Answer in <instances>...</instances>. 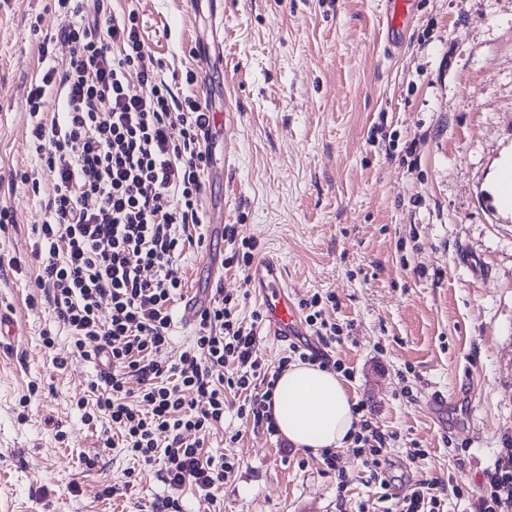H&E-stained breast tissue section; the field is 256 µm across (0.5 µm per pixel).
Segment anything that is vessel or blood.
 Returning <instances> with one entry per match:
<instances>
[{
  "mask_svg": "<svg viewBox=\"0 0 512 512\" xmlns=\"http://www.w3.org/2000/svg\"><path fill=\"white\" fill-rule=\"evenodd\" d=\"M386 41L389 46L400 47L412 19V0H385ZM226 119L214 117L207 127L205 142L221 148L213 171L223 174L232 149L224 133ZM249 284L260 302L267 321L269 335L283 339L305 335L301 314L288 292V278L284 267L274 258L259 259L249 272Z\"/></svg>",
  "mask_w": 512,
  "mask_h": 512,
  "instance_id": "obj_1",
  "label": "vessel or blood"
}]
</instances>
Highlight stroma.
<instances>
[{
  "instance_id": "1",
  "label": "stroma",
  "mask_w": 512,
  "mask_h": 512,
  "mask_svg": "<svg viewBox=\"0 0 512 512\" xmlns=\"http://www.w3.org/2000/svg\"><path fill=\"white\" fill-rule=\"evenodd\" d=\"M84 10H136L140 33L177 98L196 48L223 33L224 65L207 104L231 112L224 221L254 257L273 254L295 301L322 298L343 341L328 351L374 426L389 434L390 491L463 481L443 512H475L502 449L512 448V211L492 190L512 156V0H413L398 50L385 49V0H83ZM71 21L55 0H0V304L18 327L0 357V512H384L366 469L339 485L322 457L266 423L245 422L229 398L205 447L235 458L211 493L174 489L161 463L138 465L117 430L86 420L101 364L74 354L44 292L33 225L44 212L21 173L31 167L29 84L64 71L55 36ZM248 272L224 270L236 314L254 327L267 365L288 355L254 318ZM55 338L42 344L43 333ZM65 366H57L58 358ZM448 396L443 419L426 401ZM424 452L408 463L411 446ZM112 494H105V487Z\"/></svg>"
}]
</instances>
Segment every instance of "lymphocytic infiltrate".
Wrapping results in <instances>:
<instances>
[{
    "label": "lymphocytic infiltrate",
    "instance_id": "f902f5d3",
    "mask_svg": "<svg viewBox=\"0 0 512 512\" xmlns=\"http://www.w3.org/2000/svg\"><path fill=\"white\" fill-rule=\"evenodd\" d=\"M73 20L57 39L71 48L67 70L47 69L32 83L26 104L35 156L33 192L44 193L46 218L35 226V247L44 259L35 279L47 292L58 323L83 357L105 370L93 384L92 408L122 437L138 464L163 462L168 485L210 491L233 472L234 458L204 449L207 432L224 419L226 392L242 394L238 416L269 423L277 372L266 368L253 331L239 323L235 300L223 288L210 291L190 347L180 361L162 358L171 343V303L184 286L178 266L190 230L198 226L202 178L209 158L201 136L208 122L199 102L175 103L139 31L136 11L122 16L82 14L72 0H56ZM148 94L130 89V76ZM56 90L62 110L43 115L47 91ZM50 184H42V173ZM109 318H101L102 302ZM319 296L303 300L305 318L321 348L290 347L291 357L329 365L326 354L340 330L324 316ZM236 360L225 373L226 360ZM356 458L381 489L389 435L361 422ZM478 512H512V448L487 471Z\"/></svg>",
    "mask_w": 512,
    "mask_h": 512
}]
</instances>
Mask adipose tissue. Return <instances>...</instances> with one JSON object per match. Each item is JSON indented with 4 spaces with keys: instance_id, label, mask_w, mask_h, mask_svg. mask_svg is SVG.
Instances as JSON below:
<instances>
[{
    "instance_id": "obj_1",
    "label": "adipose tissue",
    "mask_w": 512,
    "mask_h": 512,
    "mask_svg": "<svg viewBox=\"0 0 512 512\" xmlns=\"http://www.w3.org/2000/svg\"><path fill=\"white\" fill-rule=\"evenodd\" d=\"M269 411L288 443L315 454L345 446L355 431L354 404L342 379L315 364L294 363L282 372Z\"/></svg>"
}]
</instances>
